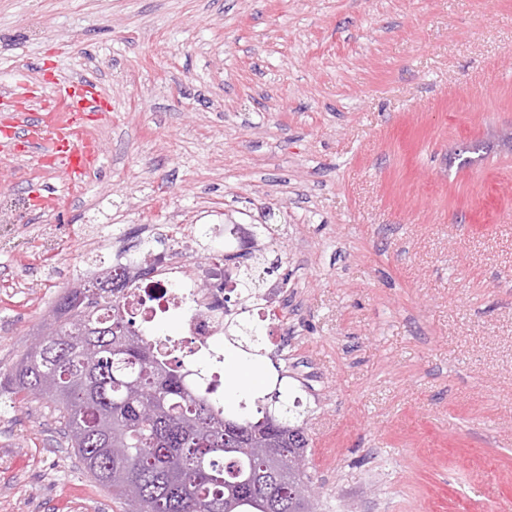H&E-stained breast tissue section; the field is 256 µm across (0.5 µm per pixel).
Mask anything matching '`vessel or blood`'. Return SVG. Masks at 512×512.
I'll return each mask as SVG.
<instances>
[{
    "instance_id": "vessel-or-blood-1",
    "label": "vessel or blood",
    "mask_w": 512,
    "mask_h": 512,
    "mask_svg": "<svg viewBox=\"0 0 512 512\" xmlns=\"http://www.w3.org/2000/svg\"><path fill=\"white\" fill-rule=\"evenodd\" d=\"M52 97L67 101L63 120H45L49 106L37 103L20 113L16 134L24 142L30 161L38 163L52 157L63 178L76 183L91 167V151L86 142L76 137L73 127L83 115L106 111L107 106L97 80L92 78L65 80L55 87Z\"/></svg>"
}]
</instances>
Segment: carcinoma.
Returning <instances> with one entry per match:
<instances>
[{"mask_svg": "<svg viewBox=\"0 0 512 512\" xmlns=\"http://www.w3.org/2000/svg\"><path fill=\"white\" fill-rule=\"evenodd\" d=\"M251 258L224 255L238 261L233 288L244 307L260 291L245 265ZM113 271L64 291L15 365L10 392L53 405L85 471L125 512H315L313 502L292 496L309 480L295 391L282 381L253 409L223 412L157 358L116 296L127 268ZM225 331L251 342L262 336L259 324L243 319ZM91 345L101 349L94 364L84 355ZM227 422L253 434L230 433Z\"/></svg>", "mask_w": 512, "mask_h": 512, "instance_id": "carcinoma-1", "label": "carcinoma"}]
</instances>
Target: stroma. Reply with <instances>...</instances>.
<instances>
[{
  "mask_svg": "<svg viewBox=\"0 0 512 512\" xmlns=\"http://www.w3.org/2000/svg\"><path fill=\"white\" fill-rule=\"evenodd\" d=\"M19 70L111 109L72 185L0 105V512H123L4 387L97 227L143 255L139 225L232 223L267 225L264 284L288 268L321 512H512V0H0V89Z\"/></svg>",
  "mask_w": 512,
  "mask_h": 512,
  "instance_id": "1",
  "label": "stroma"
}]
</instances>
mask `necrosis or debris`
<instances>
[{"label": "necrosis or debris", "mask_w": 512, "mask_h": 512, "mask_svg": "<svg viewBox=\"0 0 512 512\" xmlns=\"http://www.w3.org/2000/svg\"><path fill=\"white\" fill-rule=\"evenodd\" d=\"M203 232L200 224L174 225L166 249L152 254V271L146 276L134 272L133 251H124L120 262L130 274L122 296L125 308L133 311L142 327L179 316L177 335L154 337L157 353L167 362L179 360L200 394L220 400L224 397V325L240 316L242 309L225 298L223 248L199 257L198 238Z\"/></svg>", "instance_id": "1"}]
</instances>
